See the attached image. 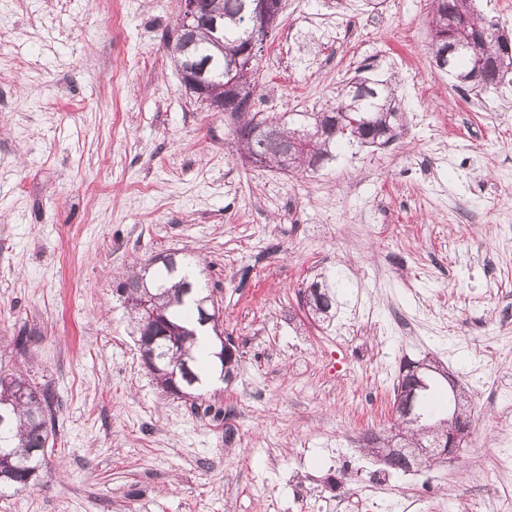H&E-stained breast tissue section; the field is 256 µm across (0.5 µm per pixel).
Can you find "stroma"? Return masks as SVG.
I'll return each instance as SVG.
<instances>
[{"label": "stroma", "instance_id": "stroma-1", "mask_svg": "<svg viewBox=\"0 0 512 512\" xmlns=\"http://www.w3.org/2000/svg\"><path fill=\"white\" fill-rule=\"evenodd\" d=\"M179 0H0V374L55 395L39 480L0 512H500L512 496V86L459 90L428 0H283L254 109L335 106L397 76L395 141L315 172L244 164L164 37ZM198 260L240 364L195 400L157 386L133 266ZM334 288L330 320L299 292ZM40 341L28 357L20 328ZM471 396L457 458L365 451L403 359Z\"/></svg>", "mask_w": 512, "mask_h": 512}]
</instances>
